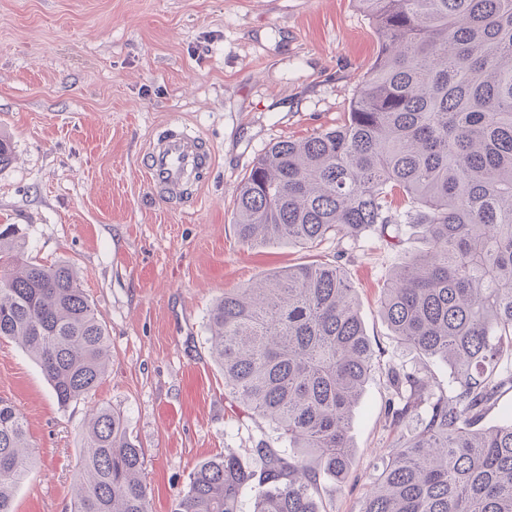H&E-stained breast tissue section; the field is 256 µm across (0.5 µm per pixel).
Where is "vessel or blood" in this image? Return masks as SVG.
Here are the masks:
<instances>
[{
	"instance_id": "obj_1",
	"label": "vessel or blood",
	"mask_w": 512,
	"mask_h": 512,
	"mask_svg": "<svg viewBox=\"0 0 512 512\" xmlns=\"http://www.w3.org/2000/svg\"><path fill=\"white\" fill-rule=\"evenodd\" d=\"M146 163L154 194L192 203L203 174L213 166V153L200 136L172 126L150 142Z\"/></svg>"
}]
</instances>
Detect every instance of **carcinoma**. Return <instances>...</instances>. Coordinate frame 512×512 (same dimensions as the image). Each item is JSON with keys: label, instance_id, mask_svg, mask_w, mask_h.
Returning a JSON list of instances; mask_svg holds the SVG:
<instances>
[{"label": "carcinoma", "instance_id": "obj_1", "mask_svg": "<svg viewBox=\"0 0 512 512\" xmlns=\"http://www.w3.org/2000/svg\"><path fill=\"white\" fill-rule=\"evenodd\" d=\"M379 37L343 123L270 145L241 180L234 229L246 244L307 248L328 237L425 252L390 274L379 300L397 343L446 366L388 369L387 419L414 429L391 449L359 512H512V0H358ZM208 343L224 388L276 431L256 471L204 461L175 512H327L324 475L355 464L354 411L374 370L354 289L336 264H297L227 289ZM0 338L29 352L65 407L104 378L108 332L73 265L24 258L0 230ZM73 512H149L145 461L124 416L90 414ZM34 451L23 414L0 401V512H13Z\"/></svg>", "mask_w": 512, "mask_h": 512}]
</instances>
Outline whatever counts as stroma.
Listing matches in <instances>:
<instances>
[{
  "mask_svg": "<svg viewBox=\"0 0 512 512\" xmlns=\"http://www.w3.org/2000/svg\"><path fill=\"white\" fill-rule=\"evenodd\" d=\"M378 47L357 0H0V134L15 156L0 168V225H18L29 258L78 269L112 350L99 386L63 408L33 357L0 340V400L23 413L36 458L14 512H72L99 405L124 415L145 454L150 512H174L208 459L258 466L257 442L277 434L225 390L208 314L225 290L313 260L341 262L379 364L352 419L356 463L320 487L327 512H359L400 437L382 369L414 360L378 299L421 242L251 246L233 221L257 158L341 124ZM173 124L215 151L190 206L155 196L141 167Z\"/></svg>",
  "mask_w": 512,
  "mask_h": 512,
  "instance_id": "stroma-1",
  "label": "stroma"
}]
</instances>
